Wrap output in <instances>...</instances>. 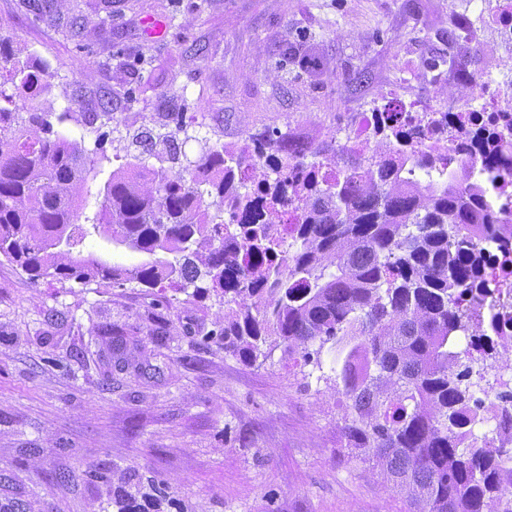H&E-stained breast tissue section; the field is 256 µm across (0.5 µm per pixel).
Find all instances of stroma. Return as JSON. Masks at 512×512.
Here are the masks:
<instances>
[{"instance_id":"stroma-1","label":"stroma","mask_w":512,"mask_h":512,"mask_svg":"<svg viewBox=\"0 0 512 512\" xmlns=\"http://www.w3.org/2000/svg\"><path fill=\"white\" fill-rule=\"evenodd\" d=\"M500 0H0V40L50 75L62 129L112 172L170 170L247 130L346 143L350 113L396 88L421 112L469 98L471 74L512 81ZM458 39L454 78L434 77ZM111 113L100 137L88 118ZM218 297L135 282L31 283L0 258V512H409L348 448L336 349L319 362L225 351Z\"/></svg>"}]
</instances>
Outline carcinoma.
<instances>
[{
    "instance_id": "1",
    "label": "carcinoma",
    "mask_w": 512,
    "mask_h": 512,
    "mask_svg": "<svg viewBox=\"0 0 512 512\" xmlns=\"http://www.w3.org/2000/svg\"><path fill=\"white\" fill-rule=\"evenodd\" d=\"M6 53L0 42V85L30 95L20 108L0 106V256L34 283L135 281L194 299L213 291L224 301V349L250 363L280 345L308 363L347 338L336 387L349 400L345 435L357 456L413 512H512V449L473 443L457 453L478 414L473 355L448 344L481 336L462 302L483 301L475 237L500 233L466 168L437 183L414 179L443 158L435 145L414 150L412 130L377 129L369 156L327 143L297 151L288 135L261 131L171 176L141 165L114 172L84 218L94 160L35 103L47 90L39 71ZM251 150L260 162L246 183L237 172ZM211 196L227 218L209 215ZM288 206L301 210L291 243L279 227ZM93 232L150 260L130 268L85 256Z\"/></svg>"
}]
</instances>
